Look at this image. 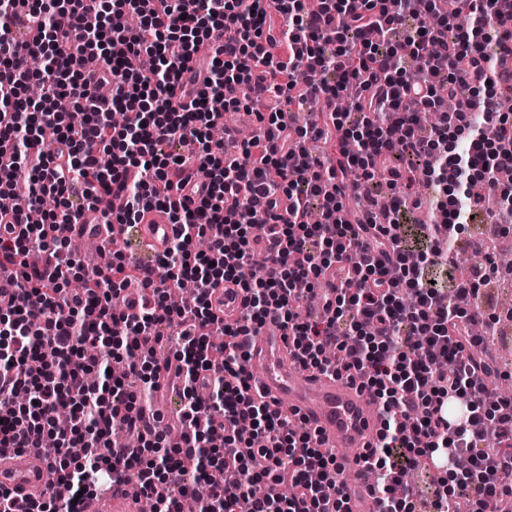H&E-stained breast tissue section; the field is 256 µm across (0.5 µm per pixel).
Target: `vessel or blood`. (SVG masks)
Listing matches in <instances>:
<instances>
[{
	"instance_id": "vessel-or-blood-1",
	"label": "vessel or blood",
	"mask_w": 512,
	"mask_h": 512,
	"mask_svg": "<svg viewBox=\"0 0 512 512\" xmlns=\"http://www.w3.org/2000/svg\"><path fill=\"white\" fill-rule=\"evenodd\" d=\"M116 195L101 196L93 209L85 210L72 225L71 236L83 238L84 227L102 223L117 212ZM146 247L162 254L172 235L165 213H146L142 224ZM244 300L243 290L233 283L217 287L211 296L217 317L235 318ZM252 382L272 403L297 410L316 430L324 447L344 449L340 462L354 468V456L372 442L382 427V417L369 395L359 385L330 381L303 368L293 357L282 334L260 331L251 343ZM51 487L46 458L37 452L14 448L0 450V490L9 491L18 504L37 499ZM346 493L350 512H374L376 502L365 479L349 483ZM142 496L136 485L110 490L84 499L78 512H139Z\"/></svg>"
}]
</instances>
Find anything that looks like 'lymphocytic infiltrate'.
I'll return each mask as SVG.
<instances>
[{
	"mask_svg": "<svg viewBox=\"0 0 512 512\" xmlns=\"http://www.w3.org/2000/svg\"><path fill=\"white\" fill-rule=\"evenodd\" d=\"M282 16L265 32L268 8ZM503 0H0L1 189L26 195L0 233V268H16L14 301L0 308V448L44 450L56 492L30 512H74L78 495L139 481L156 512H179L195 472L207 492L199 512H349L344 470L314 430L297 432L296 412L256 395L252 336L270 322L301 364L359 382L383 417L358 456L376 480L379 512H415L408 482L421 460L455 473L456 493L436 485L453 512H486L512 497V398L487 400L472 322L500 321L477 301L490 279L512 276L495 258L456 278L449 246L470 214L494 197L512 215V116L471 120L450 98L492 102L512 85ZM456 36H449V26ZM286 46L287 60L272 49ZM210 47L200 56L201 47ZM155 59L142 69V56ZM45 59L42 72L32 57ZM416 58L423 75L408 76ZM254 112L260 125L235 156L207 138L223 112ZM83 113L71 125L68 113ZM125 115L122 127L109 116ZM440 119L426 124L424 113ZM334 132V150L309 144ZM179 144L198 164L189 168ZM280 178L269 182L268 169ZM200 199L180 191L189 171ZM424 181L431 196L412 193ZM403 185L389 206L347 210V189L376 197ZM118 193V224L156 209L173 236L154 264L112 250L109 273L85 274L54 233L76 201ZM52 197L54 208L41 205ZM421 209L429 249L405 244L399 215ZM206 239L203 253L196 241ZM263 275L252 280L254 262ZM192 304L170 306L182 280ZM299 280L307 291H295ZM232 282L245 293L232 322H216L208 295ZM143 286L137 314L115 312L121 290ZM182 383L181 439L160 431L146 408L167 375ZM140 388H133L131 380ZM138 445L119 448L114 429ZM467 456V469L455 461ZM293 497L280 493L283 483Z\"/></svg>",
	"mask_w": 512,
	"mask_h": 512,
	"instance_id": "f902f5d3",
	"label": "lymphocytic infiltrate"
}]
</instances>
